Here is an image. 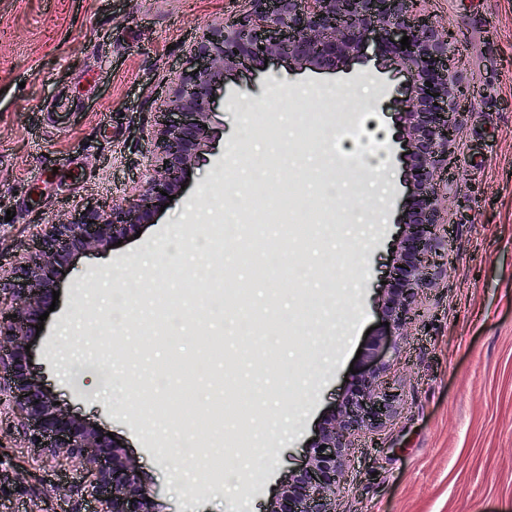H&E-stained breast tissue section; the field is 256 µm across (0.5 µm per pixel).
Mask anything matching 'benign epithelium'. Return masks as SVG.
Returning <instances> with one entry per match:
<instances>
[{"label":"benign epithelium","mask_w":512,"mask_h":512,"mask_svg":"<svg viewBox=\"0 0 512 512\" xmlns=\"http://www.w3.org/2000/svg\"><path fill=\"white\" fill-rule=\"evenodd\" d=\"M243 9L197 31L188 71L165 93L164 108L149 132L150 169L142 194L127 203L60 219L23 261L0 269V401L13 405L7 430L28 447L63 455L93 475L88 496L101 509L90 512H152L132 465L99 431L54 407L29 375L25 346L38 317L49 310L55 284L75 253L108 247L151 224L169 197L181 191L197 153L205 146L204 124L224 79L264 61L330 70L371 50L405 72L411 82L404 121L411 192L405 203L403 252L392 267L384 326L374 335L372 364L351 384L349 396L326 419L310 444L303 467L292 475L267 512H334L345 483L352 437L381 426L403 401L384 359L395 337L423 317L421 296L436 287L447 265L448 230L439 220L440 185L458 168V116L470 96L459 74L453 25L441 26L418 7L421 0H242ZM409 37L410 47L400 40ZM433 87H428L427 83ZM102 441H97V438Z\"/></svg>","instance_id":"1"}]
</instances>
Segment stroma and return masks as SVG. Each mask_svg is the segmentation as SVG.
I'll use <instances>...</instances> for the list:
<instances>
[{
  "label": "stroma",
  "instance_id": "obj_1",
  "mask_svg": "<svg viewBox=\"0 0 512 512\" xmlns=\"http://www.w3.org/2000/svg\"><path fill=\"white\" fill-rule=\"evenodd\" d=\"M459 30L461 78L474 94L460 115V166L442 210L448 266L423 296V325L390 353L404 402L383 427L359 433L336 512H512V0H425ZM239 0H0V265L26 255L46 225L108 199L136 198L148 168L147 130L187 69L190 37L239 9ZM372 80L367 110L390 130L362 146L386 155L397 181L380 224L340 223L375 205L365 175L340 201L324 185L331 163L313 141L277 125L259 150L228 154L238 116L263 106L346 113L349 86ZM411 83L371 56L333 71L266 66L230 77L210 116V142L185 190L156 223L121 245L78 255L30 348L33 377L62 411L120 440L157 512H267L320 421L363 369L370 327L380 325L386 280L400 247L405 152L397 138ZM268 223L203 256L199 237L236 213L223 177ZM179 225L186 260L159 304L132 280L144 256L167 249ZM224 287L213 310L205 291ZM133 298L111 327L112 297ZM272 466L229 485L252 456ZM90 481L14 433L0 434V512H74ZM70 486L60 496L58 485Z\"/></svg>",
  "mask_w": 512,
  "mask_h": 512
}]
</instances>
